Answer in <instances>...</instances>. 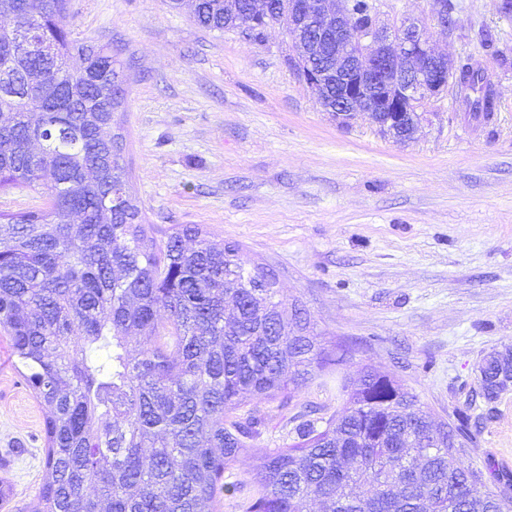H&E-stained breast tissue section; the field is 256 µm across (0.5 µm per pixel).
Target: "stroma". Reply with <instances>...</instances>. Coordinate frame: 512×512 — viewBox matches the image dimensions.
I'll return each instance as SVG.
<instances>
[{"instance_id":"35a3bbf8","label":"stroma","mask_w":512,"mask_h":512,"mask_svg":"<svg viewBox=\"0 0 512 512\" xmlns=\"http://www.w3.org/2000/svg\"><path fill=\"white\" fill-rule=\"evenodd\" d=\"M502 0H378L379 20L423 21L431 45L475 60L495 91L491 119L449 84L412 140L370 120L340 124L288 65L280 26L263 42L196 25L165 0H70L80 39L111 45L128 75L115 119L127 135L129 188L159 231L199 224L272 273L340 364L291 396L251 399L262 418L228 482L252 486L256 454L338 417L343 383L392 375L435 423L467 410L464 457L512 507V387L492 403L477 365L512 346V13ZM491 33L499 57L480 45ZM44 412L0 341V512H34L45 476Z\"/></svg>"}]
</instances>
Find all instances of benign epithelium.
<instances>
[{"mask_svg": "<svg viewBox=\"0 0 512 512\" xmlns=\"http://www.w3.org/2000/svg\"><path fill=\"white\" fill-rule=\"evenodd\" d=\"M378 7L361 31L352 28L348 0H288V35L295 38L291 67L316 101L325 84L312 60L336 57L335 116L343 124L366 114L397 142L412 139L426 103L460 78L459 64L436 53L425 29L403 23L390 29L377 21Z\"/></svg>", "mask_w": 512, "mask_h": 512, "instance_id": "benign-epithelium-1", "label": "benign epithelium"}]
</instances>
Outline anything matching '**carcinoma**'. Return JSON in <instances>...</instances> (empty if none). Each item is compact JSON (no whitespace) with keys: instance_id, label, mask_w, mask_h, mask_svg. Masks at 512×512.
I'll list each match as a JSON object with an SVG mask.
<instances>
[{"instance_id":"1","label":"carcinoma","mask_w":512,"mask_h":512,"mask_svg":"<svg viewBox=\"0 0 512 512\" xmlns=\"http://www.w3.org/2000/svg\"><path fill=\"white\" fill-rule=\"evenodd\" d=\"M68 0H0V191L39 189L44 211L0 212V330L45 411L47 476L34 512H218L224 482L259 434L231 421L336 364L264 271L199 224L155 237L128 182L121 62L77 36ZM211 31L240 27L224 0H167ZM274 4L251 37L288 14ZM370 21L371 0H351ZM469 111H494L483 75L462 67ZM512 350L478 363L483 398ZM338 421L256 457L240 512H504L464 465L468 417L436 427L418 397L366 371Z\"/></svg>"}]
</instances>
